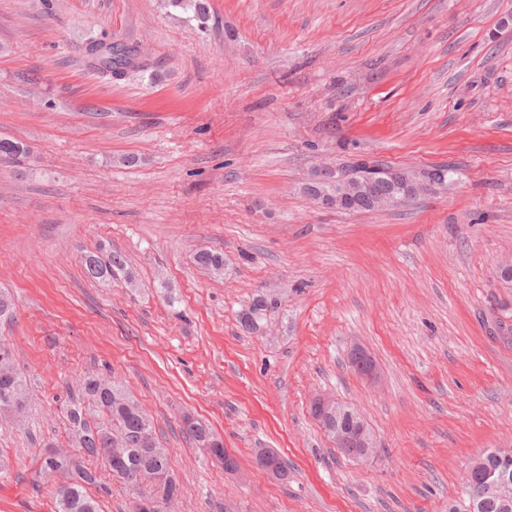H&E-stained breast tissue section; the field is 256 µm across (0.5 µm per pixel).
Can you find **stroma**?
I'll list each match as a JSON object with an SVG mask.
<instances>
[{
	"mask_svg": "<svg viewBox=\"0 0 512 512\" xmlns=\"http://www.w3.org/2000/svg\"><path fill=\"white\" fill-rule=\"evenodd\" d=\"M198 27L162 0H0V321L29 391L0 418V512H54L38 476L61 414L107 370L172 448L175 512H448L472 459L512 448V0H210ZM137 49L115 78L88 39ZM137 156L136 165L123 163ZM457 171L390 210L321 205L316 167ZM127 258L88 278L84 252ZM223 251V274L197 250ZM266 333L238 315L260 292ZM380 387L348 363L353 344ZM356 406L357 463L310 412ZM206 419L240 463L186 443ZM272 448L278 480L255 462ZM281 305L280 298L276 294L261 292L253 297L250 306L243 309L239 315L241 326L247 331L256 330L255 323L263 319L267 323L266 313L270 317L274 315ZM314 405L318 407V410L321 411V416L323 417H330L332 413L336 414L335 422L331 423L328 420L322 419L318 416L317 413H315L314 407L311 408V413L314 419L318 422V424L321 426V428L325 431V433L328 435L330 440L334 443L336 448L340 450V452L350 459L357 460L359 456L360 462H367L371 459H373L377 453H378V446L377 442L374 436L370 435V433L367 432L364 424L360 421L364 420L361 418V416L358 414V412L351 406L345 405V408L350 409L353 411V413L357 414L358 418L355 415H353L351 412H348L347 409H344L341 407L340 401L336 398V404H335V398L332 395L329 394H323L318 396L314 399ZM346 415L349 416V418L354 422V429L357 431L360 439V448H357L355 436L353 434V431L349 430L347 431V434L345 435V444H339L336 441V432H338V435H342V424L341 422L346 417ZM361 448H363L361 453Z\"/></svg>",
	"mask_w": 512,
	"mask_h": 512,
	"instance_id": "35a3bbf8",
	"label": "stroma"
}]
</instances>
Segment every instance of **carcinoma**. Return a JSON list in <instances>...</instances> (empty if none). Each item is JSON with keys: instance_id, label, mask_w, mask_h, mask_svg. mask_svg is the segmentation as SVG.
Wrapping results in <instances>:
<instances>
[{"instance_id": "cac0c4a2", "label": "carcinoma", "mask_w": 512, "mask_h": 512, "mask_svg": "<svg viewBox=\"0 0 512 512\" xmlns=\"http://www.w3.org/2000/svg\"><path fill=\"white\" fill-rule=\"evenodd\" d=\"M166 6L191 13V19L206 27L210 20L209 0H164ZM112 68L128 69L137 66V56L132 47L116 44L112 46ZM26 153L23 144L7 139L0 140V157L14 159ZM385 180L377 183L376 199L363 198L355 207H346L349 212L382 210L394 207L390 196L398 198L397 205L415 199L406 185L412 174L408 171L383 168ZM363 169L354 167L349 171L348 182H338L327 171L318 170L314 192L310 197L333 198L360 190L359 181ZM198 265L214 273L224 272V254L216 250H202L196 254ZM88 274L102 282H110L116 273L125 271L124 258L110 252H88L82 256ZM281 305L275 294L261 292L253 297L250 306L239 315L241 326L247 331L256 330V322L266 314H275ZM78 398L71 399L64 410L68 426V448H50L41 458L39 473L57 480L56 512H100L99 500L90 492H109L96 468L88 464L93 458L104 462L117 459L119 468L110 469L112 479L120 482L129 495L128 512H138L136 496L139 494L159 496L164 512L181 497L179 481L171 468V449L159 440L153 420L124 387L109 373L86 372L76 382ZM12 392L14 402H0V414L5 413L19 424L27 419V386L16 362L15 350L0 342V391ZM336 448L350 458L358 459L355 436L347 431L345 443L336 442V423L322 419L312 413ZM180 432L183 438L199 448L224 470L236 472L239 464L233 454L224 448V441L203 420L185 414ZM263 468L273 467L275 476L288 479V463L271 449L257 450ZM495 483L498 492L482 497L481 512H512V448H493L477 457V464L470 467L465 477L467 500L448 503V512H470L473 489L476 486Z\"/></svg>"}]
</instances>
